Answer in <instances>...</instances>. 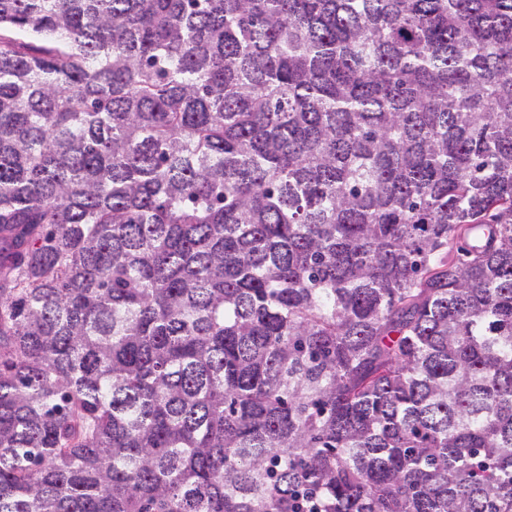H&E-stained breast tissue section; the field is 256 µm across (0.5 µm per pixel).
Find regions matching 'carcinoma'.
Returning <instances> with one entry per match:
<instances>
[{
  "label": "carcinoma",
  "mask_w": 512,
  "mask_h": 512,
  "mask_svg": "<svg viewBox=\"0 0 512 512\" xmlns=\"http://www.w3.org/2000/svg\"><path fill=\"white\" fill-rule=\"evenodd\" d=\"M0 512H512V0H0Z\"/></svg>",
  "instance_id": "obj_1"
}]
</instances>
